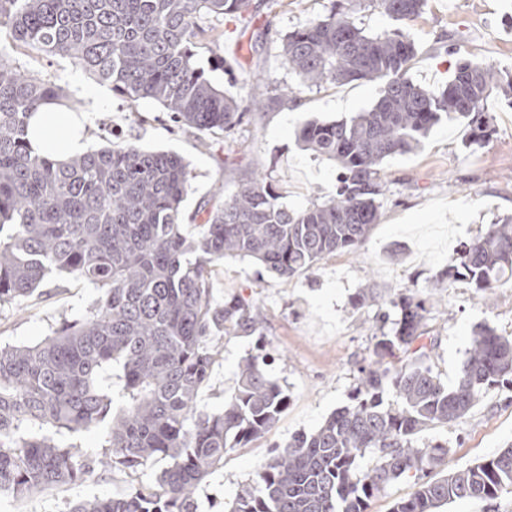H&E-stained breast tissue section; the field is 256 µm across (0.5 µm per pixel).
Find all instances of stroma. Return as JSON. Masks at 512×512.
<instances>
[{
	"label": "stroma",
	"mask_w": 512,
	"mask_h": 512,
	"mask_svg": "<svg viewBox=\"0 0 512 512\" xmlns=\"http://www.w3.org/2000/svg\"><path fill=\"white\" fill-rule=\"evenodd\" d=\"M332 0H252L245 18L224 17L219 52L201 50L200 65L225 92L250 99L260 88L296 85L283 65L281 43L288 32L328 12ZM512 0H429L426 13L409 23L417 46L409 76L438 91L452 78L460 58L512 72ZM29 69L55 75L75 99L99 87L89 112V148L132 139L148 151H170L189 164L191 186L183 202L187 223L206 220L204 206L215 190L234 194L244 173L259 170L278 184L282 202L300 209L315 195H331L336 167L302 150L297 133L312 120L348 118L370 108L383 90L379 82L327 83L305 90L298 102L245 117L232 146L178 129L156 102L128 105L109 85L94 80L72 61L31 55ZM494 133L484 145L469 142L461 120L438 123L412 153L386 160L381 217L354 252L328 256L289 279L264 272L255 262L234 257L217 264L212 276L216 301L238 296L263 312L270 376L288 392L287 409L275 426L248 447L228 453L197 491L198 512H224L243 484L252 480L274 447L295 434L316 429L334 410L351 402L360 367L367 364L379 333L374 305H353L368 284L397 291L424 287L470 241L481 225L512 214V102L490 98ZM98 292L66 275L53 274L28 298L0 305V346L31 345L64 320L86 312ZM512 336V288L488 298L463 281L449 284L429 315L426 328L438 341L435 369L454 382L477 327ZM255 338H220L219 357L199 395L201 410L224 405L236 382L239 362L255 349ZM423 441L447 443L448 466L462 469L512 443V388L489 391L471 412L445 426L424 431ZM125 473L96 474L77 486L45 490L33 497L0 496V512H68L80 499L122 493Z\"/></svg>",
	"instance_id": "stroma-1"
}]
</instances>
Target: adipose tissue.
<instances>
[{
    "label": "adipose tissue",
    "mask_w": 512,
    "mask_h": 512,
    "mask_svg": "<svg viewBox=\"0 0 512 512\" xmlns=\"http://www.w3.org/2000/svg\"><path fill=\"white\" fill-rule=\"evenodd\" d=\"M28 138L33 150L51 153L60 159L82 153L85 149V115L44 106L32 118Z\"/></svg>",
    "instance_id": "obj_1"
}]
</instances>
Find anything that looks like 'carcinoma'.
<instances>
[{"mask_svg": "<svg viewBox=\"0 0 512 512\" xmlns=\"http://www.w3.org/2000/svg\"><path fill=\"white\" fill-rule=\"evenodd\" d=\"M428 4L336 0L283 39L282 62L299 84L243 102L205 77L197 49L216 48L224 36L208 17L240 18L251 0H0V32L9 37L0 44V304L29 297L52 273L99 291L85 315L41 343L0 346V496L23 499L116 470L133 476L164 461L155 480L136 479L121 495L77 501L69 512H196V489L224 456L270 431L289 396L268 375L261 345L241 361L224 408H198L214 336H259L263 327L248 301L214 302V263L248 258L288 279L354 251L380 219L385 159L416 150L444 116L466 120L471 143L490 139L484 103L494 91L512 95V74L462 59L439 92L408 76L417 47L404 26ZM369 8L401 27L365 31L352 13ZM29 50L78 63L131 106L153 100L180 126L227 137L247 114L294 103L304 88L380 81L383 90L349 119L299 130L301 146L338 169L328 199L291 211L252 171L190 234L181 204L191 175L181 157L112 141L65 161L33 151L31 116L45 105L73 110L76 101L56 78L26 67L19 55ZM458 280L483 296L512 288L511 215L485 225L424 288L387 300L361 289L356 305L389 304L399 318L375 337L354 403L277 449L226 512H366L371 498L403 478L417 490L392 512H436L512 493V444L449 472L448 444H418L423 431L464 417L496 385H512V336L487 326L476 329L453 385L434 370L437 340L425 321L436 294ZM386 390L397 405H384ZM100 427L106 433L95 456L58 440ZM367 452L376 464L361 471Z\"/></svg>", "mask_w": 512, "mask_h": 512, "instance_id": "cac0c4a2", "label": "carcinoma"}]
</instances>
